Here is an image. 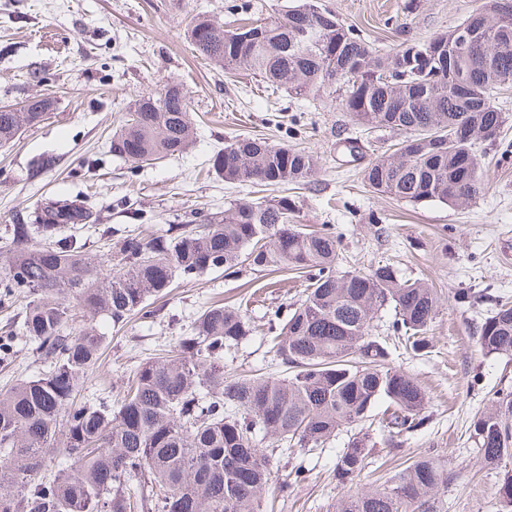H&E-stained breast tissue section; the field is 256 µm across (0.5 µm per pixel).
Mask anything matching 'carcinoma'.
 I'll use <instances>...</instances> for the list:
<instances>
[{
  "instance_id": "carcinoma-1",
  "label": "carcinoma",
  "mask_w": 512,
  "mask_h": 512,
  "mask_svg": "<svg viewBox=\"0 0 512 512\" xmlns=\"http://www.w3.org/2000/svg\"><path fill=\"white\" fill-rule=\"evenodd\" d=\"M496 44L473 42L470 56L451 45L459 27L422 45L380 55L321 10L299 0L269 23L246 18L232 29L191 21L188 38L204 58L226 69L244 67L289 93H334L357 123L405 135L398 152L363 172L371 191L408 202L462 205L484 188L475 141H494L506 115L494 95L512 86V13L483 4ZM310 17L318 38L304 42L296 23ZM495 51L500 63L474 83L470 99L453 94L465 71ZM0 111V146L48 115ZM497 116L494 130L484 128ZM463 127L474 130L459 137ZM191 97L167 83L132 101L112 135V154L134 166L183 152L189 145ZM317 160L303 149L259 138L238 139L211 158L228 183L261 186L302 183ZM287 196L264 203H231L200 224L146 238L132 229L104 261L84 250L73 231L100 227V214L83 202L49 200L33 218L10 225L13 251L0 275V307L21 305V334L36 347L37 374L0 389V512H260L272 482L270 458L258 434L291 447L318 448L334 435L363 425L377 403L390 446L426 422L429 398L409 374L389 361L386 340L372 333L378 311L391 307L393 334L416 356L431 353L437 293L421 280L398 278L390 264L368 271L340 270V240L326 228L297 223ZM308 274L304 298L291 308L270 352L288 376H224V352L253 335L243 310L223 303L201 308L171 349L140 363L118 398L79 401L101 363L108 337L89 319L124 326L134 316L154 319V299L176 282L208 272ZM486 356L512 357V301L499 300L477 327ZM18 353L17 336L0 335V362ZM489 406L470 421V439L484 466L512 465V386L487 392ZM370 434H352L336 457V480L358 477L368 465ZM448 472L421 457L399 469L390 484L350 489L337 512H436L435 492ZM503 512H512V473L499 488Z\"/></svg>"
}]
</instances>
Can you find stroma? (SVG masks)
Wrapping results in <instances>:
<instances>
[{"label": "stroma", "mask_w": 512, "mask_h": 512, "mask_svg": "<svg viewBox=\"0 0 512 512\" xmlns=\"http://www.w3.org/2000/svg\"><path fill=\"white\" fill-rule=\"evenodd\" d=\"M274 19L289 0H0V106L49 98L54 107L39 125L24 128L0 147V261L10 254L9 226L31 215L41 201L78 199L117 229L138 224L162 235L236 201L289 196L308 226L333 225L348 269L393 264L404 280L421 279L439 295L431 326L433 349L425 356L391 353L395 365L426 390L428 419L402 447L376 434L373 461L355 480L372 489L389 484L396 465L431 457L450 480L436 494L437 512H499L504 472L477 461L469 440L472 415L488 391L512 381V360L488 357L476 343L487 303H457L459 292L512 296V88L497 101L507 114L497 141L475 146L485 177L476 199L450 207L407 202L373 193L361 172L393 153L402 137L382 128L357 127L335 99L270 88L243 68L221 69L192 48L187 27L204 16L229 29L239 24L241 2ZM484 0H317L339 21L381 52L405 42L424 43L460 24ZM41 79H33V69ZM176 81L192 98L188 148L179 155L132 167L112 156L110 142L128 102ZM266 138L311 152L318 169L310 182L276 189L227 183L210 167L224 144ZM360 149L350 154L349 139ZM307 282L284 270L242 267L234 276L208 273L179 283L155 301L161 315L113 329L98 319L112 342L103 363L85 381L82 395L110 392L158 345H172L206 303L241 306L255 324L269 307L296 302ZM224 369L241 375L285 376L267 351L263 334L250 336L224 357ZM338 435L305 458L308 481L288 493L265 496V512H336L346 494L335 476Z\"/></svg>", "instance_id": "35a3bbf8"}]
</instances>
